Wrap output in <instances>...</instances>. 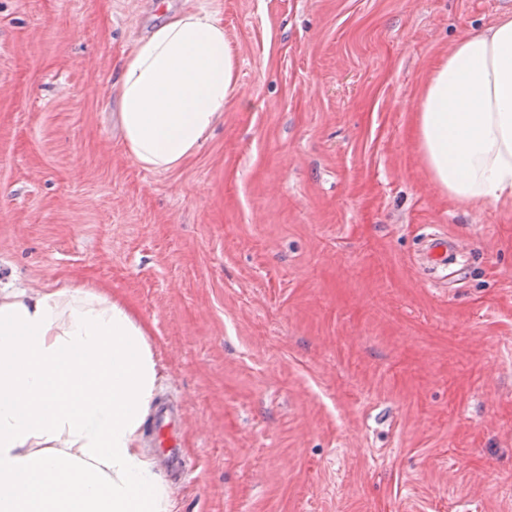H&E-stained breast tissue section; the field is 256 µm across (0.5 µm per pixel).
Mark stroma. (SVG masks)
I'll list each match as a JSON object with an SVG mask.
<instances>
[{
  "instance_id": "stroma-1",
  "label": "stroma",
  "mask_w": 512,
  "mask_h": 512,
  "mask_svg": "<svg viewBox=\"0 0 512 512\" xmlns=\"http://www.w3.org/2000/svg\"><path fill=\"white\" fill-rule=\"evenodd\" d=\"M211 11L237 96L126 154L111 86ZM512 0H0V286L110 289L180 409L181 512H512V205L432 180L421 87ZM464 266L432 279L426 234Z\"/></svg>"
}]
</instances>
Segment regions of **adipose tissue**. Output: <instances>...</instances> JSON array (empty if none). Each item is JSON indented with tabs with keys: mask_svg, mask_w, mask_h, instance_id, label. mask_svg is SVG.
I'll return each instance as SVG.
<instances>
[{
	"mask_svg": "<svg viewBox=\"0 0 512 512\" xmlns=\"http://www.w3.org/2000/svg\"><path fill=\"white\" fill-rule=\"evenodd\" d=\"M127 155L169 171L238 92L209 11L135 41L117 77ZM433 180L474 204L512 201V17L454 42L416 109ZM161 387L148 325L104 288L0 289V512H179L140 446Z\"/></svg>",
	"mask_w": 512,
	"mask_h": 512,
	"instance_id": "obj_1",
	"label": "adipose tissue"
}]
</instances>
